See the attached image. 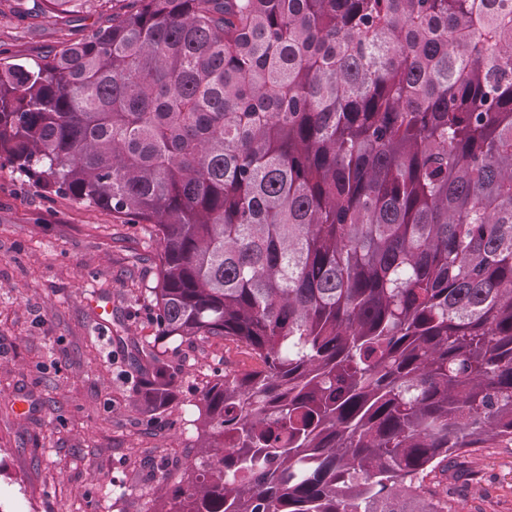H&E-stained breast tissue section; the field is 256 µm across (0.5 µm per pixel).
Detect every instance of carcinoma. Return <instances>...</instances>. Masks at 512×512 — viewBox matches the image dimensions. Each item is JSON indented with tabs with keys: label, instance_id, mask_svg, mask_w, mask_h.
<instances>
[{
	"label": "carcinoma",
	"instance_id": "obj_1",
	"mask_svg": "<svg viewBox=\"0 0 512 512\" xmlns=\"http://www.w3.org/2000/svg\"><path fill=\"white\" fill-rule=\"evenodd\" d=\"M122 2L0 61V159L151 225L158 337L260 362L162 512H455L430 477L512 442V0Z\"/></svg>",
	"mask_w": 512,
	"mask_h": 512
}]
</instances>
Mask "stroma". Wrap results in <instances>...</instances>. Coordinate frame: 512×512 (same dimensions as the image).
I'll return each instance as SVG.
<instances>
[{
    "label": "stroma",
    "mask_w": 512,
    "mask_h": 512,
    "mask_svg": "<svg viewBox=\"0 0 512 512\" xmlns=\"http://www.w3.org/2000/svg\"><path fill=\"white\" fill-rule=\"evenodd\" d=\"M0 0V56L31 62L80 37L98 14L26 29ZM157 243L149 225L49 192L0 160V512H159L197 456L195 404L225 369L256 361L220 337H157L148 298ZM112 304L97 318L89 302ZM154 351L175 402L138 393ZM27 411L12 413L10 403ZM458 512H512V443L459 454L442 478Z\"/></svg>",
    "instance_id": "stroma-1"
}]
</instances>
